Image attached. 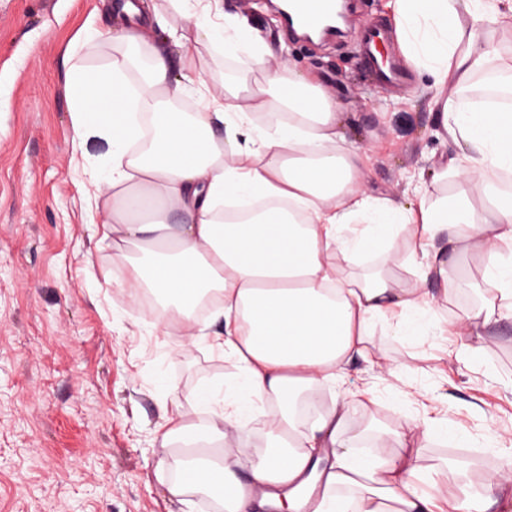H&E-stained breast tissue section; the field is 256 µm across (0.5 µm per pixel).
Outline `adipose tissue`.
<instances>
[{
	"instance_id": "adipose-tissue-1",
	"label": "adipose tissue",
	"mask_w": 512,
	"mask_h": 512,
	"mask_svg": "<svg viewBox=\"0 0 512 512\" xmlns=\"http://www.w3.org/2000/svg\"><path fill=\"white\" fill-rule=\"evenodd\" d=\"M164 9L192 15L193 29L166 26V41L149 38L141 9L122 10V41L102 66L74 65L69 91L77 137L96 134L108 144L109 166L96 186L104 238L132 247L125 287L153 291L163 313L185 326L179 347L204 338L196 301L216 294L224 332L214 343L235 359L241 378L217 400L213 390L194 398L211 418L203 429L180 411L165 420L162 441L179 459L173 498L191 491L220 493L225 512H505L512 503V471L480 474L476 494L449 495L441 470L420 491L416 467L402 445L411 432L448 436L433 418H404L391 436L401 448L370 463L354 451L348 422L355 411L339 398L318 407L317 396L336 384L353 357L369 358L370 326L423 336L437 303L425 289L394 287L386 272L348 278L341 263L389 239L393 226L420 251L421 280H441L447 291L462 283L466 245L476 242L485 270L482 305L456 318L457 335L494 336L512 322V189L494 175L512 171V113L464 101L469 78L491 76L512 96V61L492 37L476 36L464 18L497 26L512 19V0H396L395 27L407 63L432 73L434 102L444 130L462 151L473 191L484 200L416 188L406 207L359 188L360 149L340 144L342 115L335 98L299 73L269 69L273 53L247 19L226 18L222 0H164ZM187 46L172 60L168 44ZM145 50L150 64L136 86L129 48ZM230 51L245 76L208 86L206 56ZM262 86L250 88L249 76ZM194 97L196 109L175 101ZM287 106L285 123L264 128L253 109ZM365 227L346 240L353 220ZM317 406L315 417L300 402ZM275 418L258 421V404ZM265 430L272 444L251 448Z\"/></svg>"
}]
</instances>
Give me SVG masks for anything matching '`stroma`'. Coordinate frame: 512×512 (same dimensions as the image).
Returning <instances> with one entry per match:
<instances>
[{
  "label": "stroma",
  "mask_w": 512,
  "mask_h": 512,
  "mask_svg": "<svg viewBox=\"0 0 512 512\" xmlns=\"http://www.w3.org/2000/svg\"><path fill=\"white\" fill-rule=\"evenodd\" d=\"M110 2L0 0V512H224L207 495L168 494L176 464L162 445L163 410L206 422L192 391L227 394L238 366L208 339L173 351L182 325L130 308L121 248L102 240L84 201L107 146L76 139L67 79L73 64L102 65L118 49ZM224 10L249 18L335 97L344 143L366 159L367 194L408 204L420 179L443 196L470 194L432 76L413 69L402 85H375L353 46L366 24L394 27L393 0H357L346 35L331 43L288 39L266 0H226ZM89 24L96 38L71 54ZM415 250L402 235L394 258L375 252L343 267L353 277L382 269L405 287L419 280ZM464 279L428 335L375 323L372 361L350 360L322 394L372 389L350 422L365 451L405 417H437L451 438L417 436L407 448L423 471L447 460L459 484L474 464L512 467V325L498 336L450 335V321L479 305L478 258ZM380 358L396 376L383 377Z\"/></svg>",
  "instance_id": "35a3bbf8"
}]
</instances>
